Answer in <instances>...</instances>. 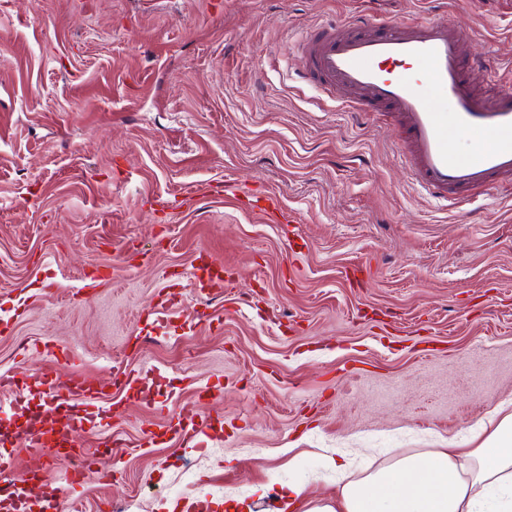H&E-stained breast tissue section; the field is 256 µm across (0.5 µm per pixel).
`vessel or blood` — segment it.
<instances>
[{"instance_id":"b4317fda","label":"vessel or blood","mask_w":512,"mask_h":512,"mask_svg":"<svg viewBox=\"0 0 512 512\" xmlns=\"http://www.w3.org/2000/svg\"><path fill=\"white\" fill-rule=\"evenodd\" d=\"M469 30L442 20H394L372 24L354 19L314 28L301 45L305 77L326 94H339L347 110L386 112L405 135L413 180L431 197L459 202L512 180V82L485 71L471 56ZM485 72L477 81V72ZM46 394V428L36 434L35 462L59 455L56 410L67 401L99 399L86 381L39 379ZM178 439L205 436L193 406Z\"/></svg>"}]
</instances>
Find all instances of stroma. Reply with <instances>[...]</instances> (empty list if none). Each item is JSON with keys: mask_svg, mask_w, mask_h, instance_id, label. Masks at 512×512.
Returning <instances> with one entry per match:
<instances>
[{"mask_svg": "<svg viewBox=\"0 0 512 512\" xmlns=\"http://www.w3.org/2000/svg\"><path fill=\"white\" fill-rule=\"evenodd\" d=\"M356 17L474 27L512 72V0H0V426L45 372L104 392L57 512H275L335 497L329 450L362 476L512 405V181L446 209L389 117L300 83L295 45ZM184 420L187 421V425L182 428L178 440L181 443L194 442L200 439L202 436H206L204 429L205 423L208 421L207 418L202 417V414L194 409V405H186L183 409ZM196 418L199 421H196Z\"/></svg>", "mask_w": 512, "mask_h": 512, "instance_id": "1", "label": "stroma"}]
</instances>
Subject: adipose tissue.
<instances>
[{"mask_svg": "<svg viewBox=\"0 0 512 512\" xmlns=\"http://www.w3.org/2000/svg\"><path fill=\"white\" fill-rule=\"evenodd\" d=\"M336 498L289 484L277 512H512V414L473 448L392 449L386 466L352 478L335 466Z\"/></svg>", "mask_w": 512, "mask_h": 512, "instance_id": "adipose-tissue-1", "label": "adipose tissue"}]
</instances>
